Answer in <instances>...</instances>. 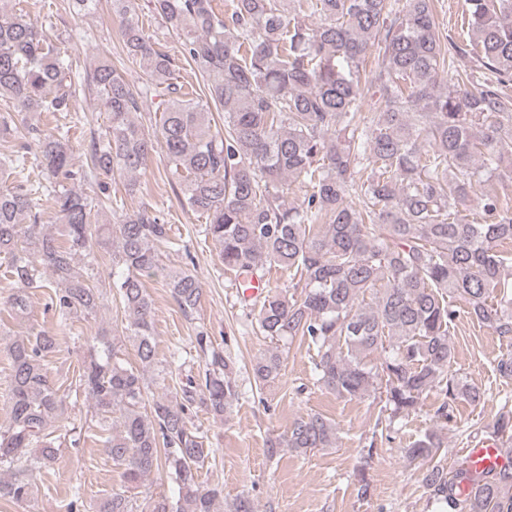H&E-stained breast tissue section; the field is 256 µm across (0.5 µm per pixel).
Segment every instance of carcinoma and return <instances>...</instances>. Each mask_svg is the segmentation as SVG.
Segmentation results:
<instances>
[{"instance_id": "1", "label": "carcinoma", "mask_w": 512, "mask_h": 512, "mask_svg": "<svg viewBox=\"0 0 512 512\" xmlns=\"http://www.w3.org/2000/svg\"><path fill=\"white\" fill-rule=\"evenodd\" d=\"M229 15L213 0H153L154 12L181 38V55L206 81L205 99L186 98L172 82L174 59L156 47L136 0H112L119 34L131 61L147 76L146 90L169 96L152 129L136 123L144 92L132 89L101 59L91 81L108 126L91 139L87 170L101 196L66 189L73 175L67 133L28 123L34 112H66L78 74L43 26L18 8L0 11V135L15 119L28 124L34 156L49 181L0 185V268L15 285L7 297L22 314L27 290L50 288L60 322L93 317L103 305L96 288L98 257L110 254L112 291L123 309V338L137 365L117 359V336L104 331L79 367L76 387L96 409L102 443L123 468V488L96 505L79 494L66 512H134L129 492L164 470L176 494L159 495L151 512H218L217 487L201 481L211 449L192 417L202 408L220 419L246 394L237 379L232 337L224 349L199 331L195 350L204 373L171 395L147 399L148 378L164 381L180 359L158 364L155 310L145 279L162 271L160 249L172 246L171 225L150 205L101 224L123 200L106 193V180L134 175L161 148L174 166L187 205L206 216L224 270L237 287L262 279L273 266L290 285L270 290L246 317L277 342L298 338L316 351L314 374L341 398L383 390L392 424L416 412L434 393L437 425L451 420L457 402L477 403L479 387L451 372L450 327L467 313L498 336L512 339V211L496 188L477 189L475 168L512 175V0H466L467 37L438 30L433 0H310L320 23L311 27L285 0H231ZM378 50L368 62L371 48ZM462 56L475 68L461 72ZM377 100L364 110L365 87ZM224 111V131L212 130V109ZM306 187L287 199L291 180ZM480 194L478 218L460 207ZM52 201L62 226L56 236L28 224L38 201ZM87 259L76 266L77 257ZM165 280L185 317L202 288L187 270ZM58 339L44 331L17 337L8 347L11 372L6 416L0 424V499L33 496L28 473L52 463L53 427L65 396L44 360ZM278 351L256 358V386L278 377ZM493 435L512 441V413L498 418ZM336 424L321 413L297 419L268 440L273 458L284 448L307 453L336 445ZM444 442L430 429L406 453L427 464L423 484L446 512H512V463L487 473L464 459L453 472L441 464Z\"/></svg>"}]
</instances>
